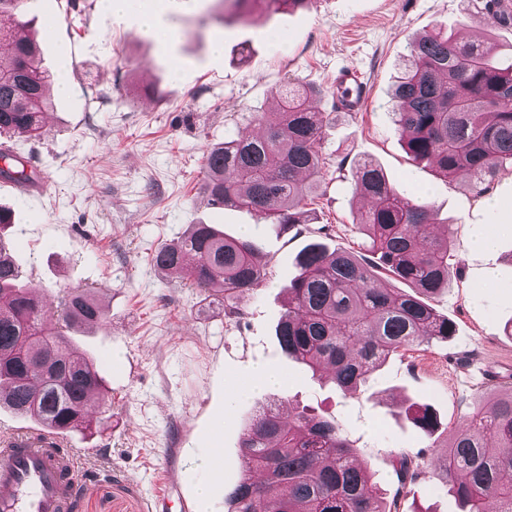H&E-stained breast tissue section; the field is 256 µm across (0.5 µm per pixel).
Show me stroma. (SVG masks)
Wrapping results in <instances>:
<instances>
[{
  "instance_id": "35a3bbf8",
  "label": "stroma",
  "mask_w": 512,
  "mask_h": 512,
  "mask_svg": "<svg viewBox=\"0 0 512 512\" xmlns=\"http://www.w3.org/2000/svg\"><path fill=\"white\" fill-rule=\"evenodd\" d=\"M214 4L156 0L166 40L141 33L136 11L114 14L102 0H27L22 16H0L9 27L28 21L43 66L67 87L52 95L40 137H0V149L21 157L44 185L27 199L0 190V206L13 214L11 255L22 280L43 287L47 322L60 317L58 296L77 286L91 289L107 314L105 326L70 333L111 400L100 427L67 436L78 474L95 473L74 512H156L162 495L167 512H182L205 478L192 459L214 447L224 452L225 488L236 485L253 401L230 407L225 392L260 363L285 379L267 398L282 414L303 410L336 422L375 480L400 491L399 512H455L432 441L406 409L429 407L440 435H450L496 387L512 385V338L503 333L512 321V167L480 197L438 176L407 155L390 97L415 38L439 28L471 32L511 61L512 26L467 0H311L278 12L256 4L224 25L205 19ZM219 38L217 55L211 45ZM346 68L366 91L362 111L336 110L330 95ZM290 82L316 91L312 106L330 115L321 188L296 235L255 212L210 205L201 193L207 150L249 129L251 113L275 111L278 89ZM360 159L379 164L410 200L429 202L437 231L451 229L454 276L431 304L455 334L391 357L346 396L288 359L276 327L295 257L311 239L358 251ZM200 223L246 235L266 263L263 285L234 300L240 318H226L221 304L151 262L160 245ZM480 230L497 235L496 251L472 250ZM402 452L420 470L403 489L395 472Z\"/></svg>"
}]
</instances>
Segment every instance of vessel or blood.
I'll return each mask as SVG.
<instances>
[{"instance_id": "1", "label": "vessel or blood", "mask_w": 512, "mask_h": 512, "mask_svg": "<svg viewBox=\"0 0 512 512\" xmlns=\"http://www.w3.org/2000/svg\"><path fill=\"white\" fill-rule=\"evenodd\" d=\"M336 82L348 91L345 111H358L363 95L357 75L344 69ZM92 484V478H75L74 463L53 431H18L0 441V512H68Z\"/></svg>"}]
</instances>
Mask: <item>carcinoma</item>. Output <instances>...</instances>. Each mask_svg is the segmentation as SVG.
<instances>
[{"label":"carcinoma","instance_id":"obj_1","mask_svg":"<svg viewBox=\"0 0 512 512\" xmlns=\"http://www.w3.org/2000/svg\"><path fill=\"white\" fill-rule=\"evenodd\" d=\"M485 9L499 25H512V0H490ZM0 54V135H39L49 73L26 34L10 37ZM321 95L297 85L280 91L274 112H257L256 135L241 132L210 148L204 193L212 205L246 208L273 219L284 231L299 223L298 207L315 195L326 165L321 151L328 115L309 100ZM394 122L407 154L436 167L450 181L465 180L485 194L497 172L512 166V63L495 61V47L440 32L412 43L411 59L392 92ZM354 191L368 202L355 223L364 252L307 243L288 284V307L276 336L282 352L316 372L331 370L333 384L353 394L392 356L453 334L452 323L429 303L453 274L451 234L434 231L437 213L412 203L375 163L356 165ZM0 214V405L66 435L90 426L85 397L106 405L94 363L72 350L73 326L101 325L103 308L83 289L63 298V323L45 328L35 286L23 284L4 240ZM152 263L187 281L204 298L222 296L224 315L236 318L232 300L262 285L267 273L252 242L228 237L212 224H191L177 241L158 248ZM409 290L383 288L378 275ZM36 356L52 357L59 375L34 380L38 362L21 352L23 339ZM242 429L244 474L224 494L226 512H394L401 491L387 500L335 423L296 411L284 418L263 400ZM413 423L432 435L438 427L427 407L410 406ZM437 458L460 512H512V387L472 413L445 440ZM401 485L419 476L398 455Z\"/></svg>","mask_w":512,"mask_h":512}]
</instances>
